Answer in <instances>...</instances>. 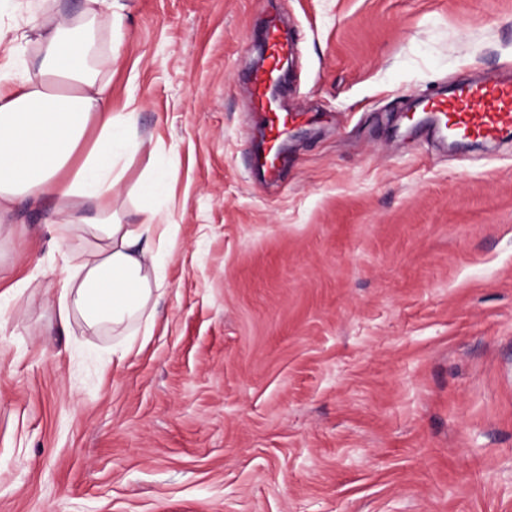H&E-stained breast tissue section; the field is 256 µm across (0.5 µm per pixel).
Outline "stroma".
<instances>
[{"label":"stroma","mask_w":512,"mask_h":512,"mask_svg":"<svg viewBox=\"0 0 512 512\" xmlns=\"http://www.w3.org/2000/svg\"><path fill=\"white\" fill-rule=\"evenodd\" d=\"M87 0H0V66ZM297 40L281 179L245 76ZM113 111L179 227L153 333L61 324L49 198L0 220V512H512V141L409 123L448 82L512 72V0H112Z\"/></svg>","instance_id":"1"}]
</instances>
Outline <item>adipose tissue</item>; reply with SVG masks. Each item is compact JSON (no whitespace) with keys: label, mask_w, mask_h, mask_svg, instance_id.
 <instances>
[{"label":"adipose tissue","mask_w":512,"mask_h":512,"mask_svg":"<svg viewBox=\"0 0 512 512\" xmlns=\"http://www.w3.org/2000/svg\"><path fill=\"white\" fill-rule=\"evenodd\" d=\"M37 44L36 56L16 60L13 73L0 72V211L20 195L35 203L59 199L60 241L79 224L92 236L84 249L62 253L59 318L76 313L88 327L108 325L126 336L166 286L167 256L152 245L174 242V226L146 208L132 228L113 209L126 160L141 142L134 112L108 105L109 86L98 72L107 57L92 61L90 44L74 37L64 18L40 31ZM92 124L97 139L73 164ZM64 171L69 178L62 182Z\"/></svg>","instance_id":"adipose-tissue-1"}]
</instances>
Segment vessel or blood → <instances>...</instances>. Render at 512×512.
Returning a JSON list of instances; mask_svg holds the SVG:
<instances>
[{"mask_svg":"<svg viewBox=\"0 0 512 512\" xmlns=\"http://www.w3.org/2000/svg\"><path fill=\"white\" fill-rule=\"evenodd\" d=\"M262 41L266 65L249 75L250 108L266 128L263 166L275 182L285 165L281 143L290 126L303 121L305 114L280 109L271 99L272 88L281 80L282 60L291 50L277 24H267ZM419 109L427 113L429 127L444 139L487 143L512 136V77L459 84L446 93L425 97Z\"/></svg>","mask_w":512,"mask_h":512,"instance_id":"vessel-or-blood-1","label":"vessel or blood"}]
</instances>
